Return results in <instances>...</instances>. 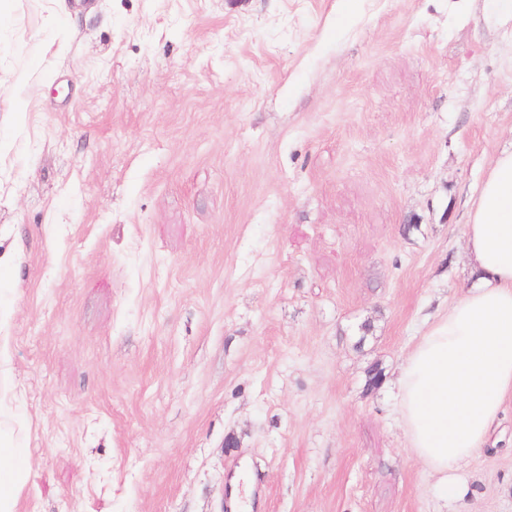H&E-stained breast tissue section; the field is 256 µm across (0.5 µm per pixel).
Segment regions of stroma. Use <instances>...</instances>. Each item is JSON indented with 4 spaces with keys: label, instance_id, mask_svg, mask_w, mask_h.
Wrapping results in <instances>:
<instances>
[{
    "label": "stroma",
    "instance_id": "obj_1",
    "mask_svg": "<svg viewBox=\"0 0 512 512\" xmlns=\"http://www.w3.org/2000/svg\"><path fill=\"white\" fill-rule=\"evenodd\" d=\"M510 145L486 0H0L18 512H512V407L449 505L394 385Z\"/></svg>",
    "mask_w": 512,
    "mask_h": 512
}]
</instances>
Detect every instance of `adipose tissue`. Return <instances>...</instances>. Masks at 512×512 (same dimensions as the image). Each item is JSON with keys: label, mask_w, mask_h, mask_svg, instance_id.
Returning <instances> with one entry per match:
<instances>
[{"label": "adipose tissue", "mask_w": 512, "mask_h": 512, "mask_svg": "<svg viewBox=\"0 0 512 512\" xmlns=\"http://www.w3.org/2000/svg\"><path fill=\"white\" fill-rule=\"evenodd\" d=\"M464 241L473 280L429 321L397 379L409 449L450 502L466 494L463 463L512 405V146L493 157ZM33 464L23 428L0 420V512H17Z\"/></svg>", "instance_id": "adipose-tissue-1"}]
</instances>
